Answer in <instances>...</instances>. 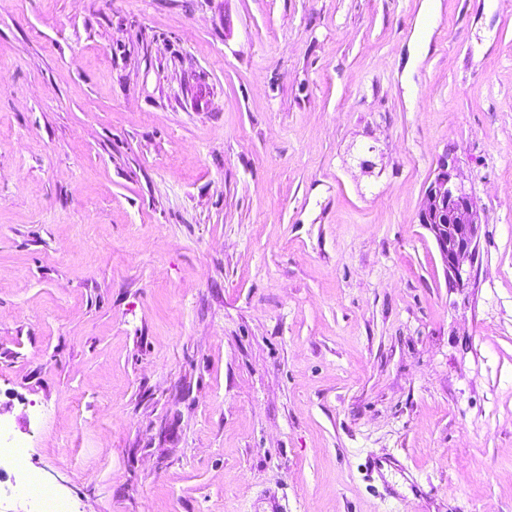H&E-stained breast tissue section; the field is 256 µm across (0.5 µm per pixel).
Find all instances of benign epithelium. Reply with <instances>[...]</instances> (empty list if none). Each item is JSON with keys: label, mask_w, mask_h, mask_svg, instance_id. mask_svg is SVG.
<instances>
[{"label": "benign epithelium", "mask_w": 512, "mask_h": 512, "mask_svg": "<svg viewBox=\"0 0 512 512\" xmlns=\"http://www.w3.org/2000/svg\"><path fill=\"white\" fill-rule=\"evenodd\" d=\"M457 177L455 161L439 158L419 212V223L434 238L452 288L464 284L463 266L473 260L481 226L477 203Z\"/></svg>", "instance_id": "benign-epithelium-1"}]
</instances>
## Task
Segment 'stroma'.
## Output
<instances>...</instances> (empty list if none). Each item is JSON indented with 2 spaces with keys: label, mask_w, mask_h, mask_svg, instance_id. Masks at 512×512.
Returning <instances> with one entry per match:
<instances>
[{
  "label": "stroma",
  "mask_w": 512,
  "mask_h": 512,
  "mask_svg": "<svg viewBox=\"0 0 512 512\" xmlns=\"http://www.w3.org/2000/svg\"><path fill=\"white\" fill-rule=\"evenodd\" d=\"M0 422L71 512H512V0H0ZM457 177L455 161L448 154L439 158L418 216L437 244L452 288L464 284L463 266L473 260L481 226L477 203Z\"/></svg>",
  "instance_id": "1"
}]
</instances>
